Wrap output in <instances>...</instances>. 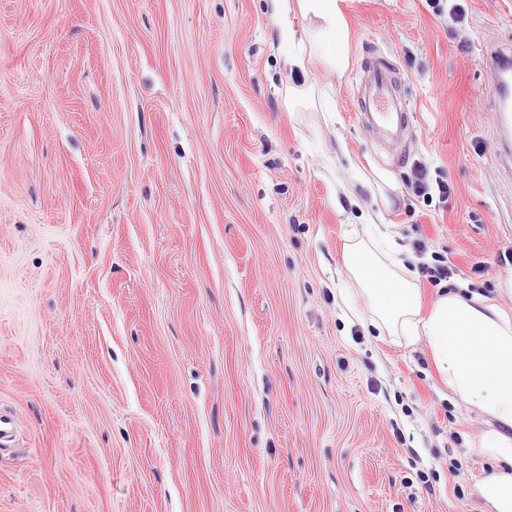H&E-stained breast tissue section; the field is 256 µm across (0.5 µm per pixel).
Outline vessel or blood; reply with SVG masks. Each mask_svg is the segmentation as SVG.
I'll return each mask as SVG.
<instances>
[{"instance_id": "vessel-or-blood-1", "label": "vessel or blood", "mask_w": 512, "mask_h": 512, "mask_svg": "<svg viewBox=\"0 0 512 512\" xmlns=\"http://www.w3.org/2000/svg\"><path fill=\"white\" fill-rule=\"evenodd\" d=\"M492 126L512 159V50L483 49ZM358 110L369 127L399 135L408 126V108L396 89L395 69L388 59L371 58L357 91Z\"/></svg>"}]
</instances>
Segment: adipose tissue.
I'll use <instances>...</instances> for the list:
<instances>
[{
  "instance_id": "adipose-tissue-1",
  "label": "adipose tissue",
  "mask_w": 512,
  "mask_h": 512,
  "mask_svg": "<svg viewBox=\"0 0 512 512\" xmlns=\"http://www.w3.org/2000/svg\"><path fill=\"white\" fill-rule=\"evenodd\" d=\"M341 0H271L290 69L305 70L318 56L331 70L347 65L348 29ZM307 24L293 29L292 11ZM389 225L367 223L344 253L352 291L363 300L366 327L424 341L457 399L489 420L480 446L495 472L479 489L485 512H512V317L476 294L442 292L429 313Z\"/></svg>"
}]
</instances>
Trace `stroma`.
I'll return each instance as SVG.
<instances>
[{
    "label": "stroma",
    "mask_w": 512,
    "mask_h": 512,
    "mask_svg": "<svg viewBox=\"0 0 512 512\" xmlns=\"http://www.w3.org/2000/svg\"><path fill=\"white\" fill-rule=\"evenodd\" d=\"M343 10L346 71L292 73L267 0H0V512H479L483 415L340 290L366 211L512 314L479 54L512 0ZM376 54L397 151L358 120ZM422 165L448 200L409 191ZM362 121L372 129L399 135L408 126V108L396 89L395 68L386 58L372 57L358 91Z\"/></svg>",
    "instance_id": "obj_1"
}]
</instances>
